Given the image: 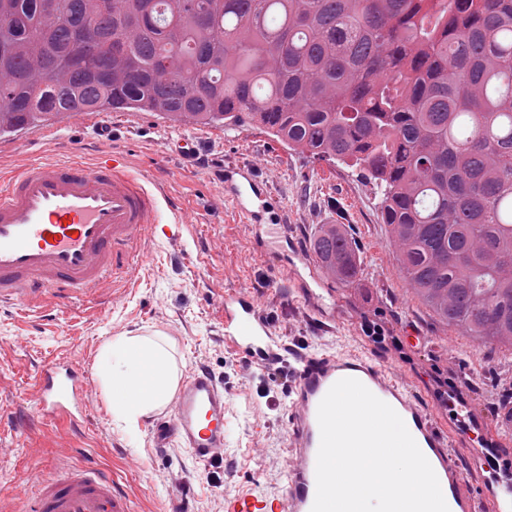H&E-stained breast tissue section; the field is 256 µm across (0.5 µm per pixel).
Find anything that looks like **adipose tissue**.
<instances>
[{"mask_svg":"<svg viewBox=\"0 0 512 512\" xmlns=\"http://www.w3.org/2000/svg\"><path fill=\"white\" fill-rule=\"evenodd\" d=\"M96 373L112 402L113 416L130 428L163 406L178 380L170 346L158 335L113 339L99 353Z\"/></svg>","mask_w":512,"mask_h":512,"instance_id":"obj_1","label":"adipose tissue"}]
</instances>
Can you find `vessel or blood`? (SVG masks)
I'll return each instance as SVG.
<instances>
[{
	"label": "vessel or blood",
	"instance_id": "obj_1",
	"mask_svg": "<svg viewBox=\"0 0 512 512\" xmlns=\"http://www.w3.org/2000/svg\"><path fill=\"white\" fill-rule=\"evenodd\" d=\"M103 151L94 161L34 160L0 182V305L24 304L53 312L75 299L93 298L107 280H131L144 259L142 243L158 235L182 239L191 229L175 212L163 184L148 171L135 172L125 152L112 147V123L96 122ZM222 189L246 223L261 226L256 199L265 194L249 169L224 170ZM172 209V221L160 217ZM217 306L224 346L250 362L275 360L282 344L257 299L244 291L221 294ZM289 387V464L277 492H236L224 496V512H311L316 495L320 445L317 411L331 386L343 378L362 382L403 419L433 467L449 512H512V473L489 474L484 485H469L456 455L471 450L484 461L492 448L475 434L454 429L457 413L432 416L386 367L357 352L320 351L296 360ZM88 376L78 364L55 359L36 374L33 400L39 413L59 423L60 447L72 445V429L83 418ZM231 408L224 384L206 366L189 369L173 393L167 414L155 421L154 447L186 449L199 462L224 461ZM22 489L27 512H132L129 496L94 461L61 467Z\"/></svg>",
	"mask_w": 512,
	"mask_h": 512
}]
</instances>
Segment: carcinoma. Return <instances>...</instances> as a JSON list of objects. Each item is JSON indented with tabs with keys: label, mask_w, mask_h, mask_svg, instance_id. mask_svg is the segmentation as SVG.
Returning a JSON list of instances; mask_svg holds the SVG:
<instances>
[{
	"label": "carcinoma",
	"mask_w": 512,
	"mask_h": 512,
	"mask_svg": "<svg viewBox=\"0 0 512 512\" xmlns=\"http://www.w3.org/2000/svg\"><path fill=\"white\" fill-rule=\"evenodd\" d=\"M254 2L0 0V136L149 112L358 168L409 288L512 348V0H261L264 25ZM312 250L359 275L337 225Z\"/></svg>",
	"instance_id": "1"
}]
</instances>
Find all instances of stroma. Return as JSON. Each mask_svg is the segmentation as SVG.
<instances>
[{
  "instance_id": "obj_1",
  "label": "stroma",
  "mask_w": 512,
  "mask_h": 512,
  "mask_svg": "<svg viewBox=\"0 0 512 512\" xmlns=\"http://www.w3.org/2000/svg\"><path fill=\"white\" fill-rule=\"evenodd\" d=\"M94 113L79 112L29 131L0 137V174L39 158L81 155L95 159ZM196 141L190 156L175 155L180 137ZM112 145L127 152L136 170L165 177L169 193L193 230L178 242L148 239L147 260L121 300L104 283L94 301L74 300L49 321L26 316L18 306L0 309V443L14 450L0 460V512H7L11 488L33 481L63 460L57 428L36 416L31 383L49 361L68 359L89 374L88 408L80 421L82 456L113 472L129 493L135 512H224L225 473L235 485L274 492L281 483L287 449L288 393L268 389L265 372L224 348V329L215 300L227 288L253 294L284 343L312 354L324 349L365 348L395 377L408 380L420 401L451 384L473 408L482 428L512 443L500 426L499 410L512 405V355L458 334L437 322L404 283L395 260L379 196L351 169L288 153L266 133L251 127L203 128L173 125L146 112L112 115ZM249 168L267 188L282 225L255 236L218 189L226 166ZM327 223L354 242L361 273L349 285L320 277L318 287L336 300V325L323 329L315 301L303 299L297 280L315 263L311 243ZM383 331L374 342L366 330ZM424 336L412 349L402 343L408 327ZM161 333L178 371L207 366L222 378L234 413L224 466L196 462L184 449L152 448L149 420L126 430L95 372L100 350L120 334ZM33 416L29 437L17 436L13 418Z\"/></svg>"
}]
</instances>
